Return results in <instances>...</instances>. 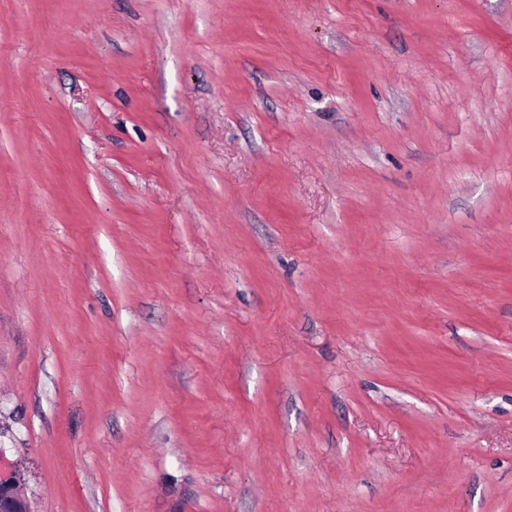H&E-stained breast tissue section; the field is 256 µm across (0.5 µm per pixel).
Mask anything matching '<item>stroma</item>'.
Listing matches in <instances>:
<instances>
[{"label":"stroma","mask_w":512,"mask_h":512,"mask_svg":"<svg viewBox=\"0 0 512 512\" xmlns=\"http://www.w3.org/2000/svg\"><path fill=\"white\" fill-rule=\"evenodd\" d=\"M30 512H512V0H0V469Z\"/></svg>","instance_id":"35a3bbf8"}]
</instances>
